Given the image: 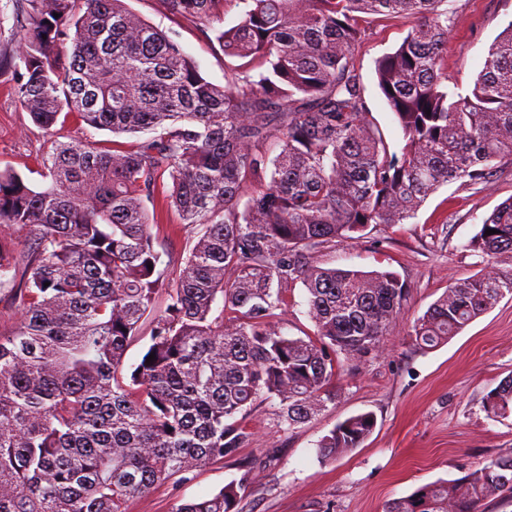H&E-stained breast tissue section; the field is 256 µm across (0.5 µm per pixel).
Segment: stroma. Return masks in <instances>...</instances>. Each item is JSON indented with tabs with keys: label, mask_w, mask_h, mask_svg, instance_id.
Masks as SVG:
<instances>
[{
	"label": "stroma",
	"mask_w": 512,
	"mask_h": 512,
	"mask_svg": "<svg viewBox=\"0 0 512 512\" xmlns=\"http://www.w3.org/2000/svg\"><path fill=\"white\" fill-rule=\"evenodd\" d=\"M126 5L174 39L196 61L203 76L224 82V53L215 33L171 16L161 0H126ZM456 10L445 64L449 85L466 88L480 72L490 46L512 22V0H452ZM17 0H0V168L20 172L34 189L47 185L43 166L48 140L79 139L111 147L113 135L67 118L44 130L14 94L18 61ZM411 23H372L357 50L369 118L391 150L402 132L380 95L375 61L396 49ZM512 197V176L462 187L440 188L408 224L369 227L363 238L329 244L317 259L322 266L362 272L392 271L409 289L403 309L380 346L369 356L340 358L336 399L315 419L281 431L272 405L250 412V441L235 457L209 463L182 483L155 485L127 503V512H171L180 501L207 496L237 478L239 461L250 462L256 477L241 502L242 512H383L385 504L437 480L454 481L498 454L512 450V416L487 418L484 396L512 373V299L469 324L447 344L421 351L410 338L413 321L449 286L490 271L512 268V257L496 259L470 247L486 216ZM152 232L173 262L179 261L192 227L178 214L157 209ZM370 411L373 433L338 460L324 462L317 445L337 423Z\"/></svg>",
	"instance_id": "1"
}]
</instances>
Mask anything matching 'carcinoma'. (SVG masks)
Instances as JSON below:
<instances>
[{"label":"carcinoma","instance_id":"carcinoma-1","mask_svg":"<svg viewBox=\"0 0 512 512\" xmlns=\"http://www.w3.org/2000/svg\"><path fill=\"white\" fill-rule=\"evenodd\" d=\"M233 1L243 11L217 31L228 62L216 85L124 0H23L14 92L33 121L49 130L65 113L149 137L110 150L53 141L40 191L0 170V227L34 236L21 252L0 244V295L22 310L0 333V512H126L155 485L234 456L261 402L277 401L288 430L314 418L336 398V359L374 350L408 295L391 271L325 268L316 250L407 223L444 185L512 169V21L463 90L443 66L448 0L163 4L209 25ZM394 18L413 25L375 76L402 131L398 152L368 120L355 56L369 24ZM160 200L195 228L174 278L151 232ZM471 247L512 254V198ZM298 282L312 337L283 331ZM507 296L512 270L456 283L413 323L414 346L448 342ZM143 339L125 367L128 344ZM483 410L512 415V374ZM376 424L371 412L339 422L318 456L340 458ZM254 479L244 466L173 512H241ZM507 491L512 452L384 512H480Z\"/></svg>","mask_w":512,"mask_h":512}]
</instances>
